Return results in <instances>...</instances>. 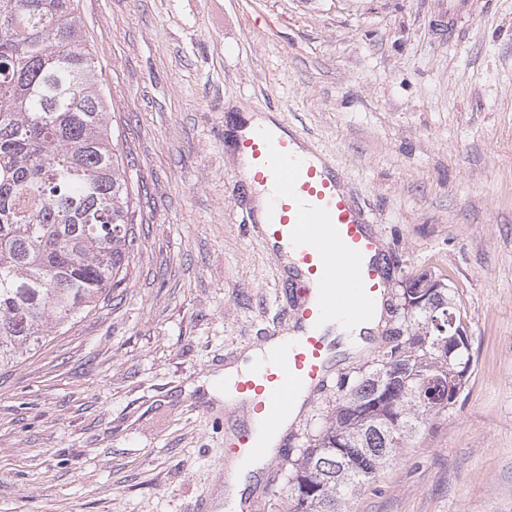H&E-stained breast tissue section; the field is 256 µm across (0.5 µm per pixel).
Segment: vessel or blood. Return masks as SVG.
Instances as JSON below:
<instances>
[{"mask_svg":"<svg viewBox=\"0 0 512 512\" xmlns=\"http://www.w3.org/2000/svg\"><path fill=\"white\" fill-rule=\"evenodd\" d=\"M306 139L305 132L287 130L281 123L238 138L257 182L275 190L261 220L264 238L271 248L284 246L292 252L290 274L302 300L294 314L301 336L233 384L270 430L279 429L299 395L328 384L336 344L322 325L370 317L387 284L370 208L344 189L341 173L322 154L301 153ZM224 452L245 462L265 449L244 426L225 439Z\"/></svg>","mask_w":512,"mask_h":512,"instance_id":"vessel-or-blood-1","label":"vessel or blood"}]
</instances>
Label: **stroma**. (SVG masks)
<instances>
[{"mask_svg": "<svg viewBox=\"0 0 512 512\" xmlns=\"http://www.w3.org/2000/svg\"><path fill=\"white\" fill-rule=\"evenodd\" d=\"M79 0L142 216L124 283L0 370V512H194L224 498L237 421L209 377L285 331L288 267L237 171V104L281 111L372 209L390 272L368 370L402 293L447 280L472 371L347 512H512V0ZM336 409L316 392L290 454Z\"/></svg>", "mask_w": 512, "mask_h": 512, "instance_id": "obj_1", "label": "stroma"}]
</instances>
